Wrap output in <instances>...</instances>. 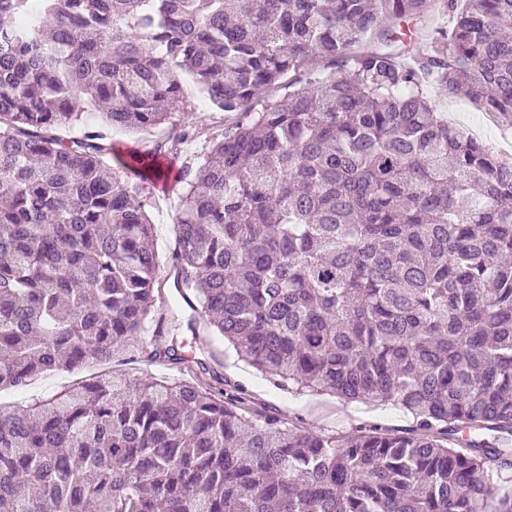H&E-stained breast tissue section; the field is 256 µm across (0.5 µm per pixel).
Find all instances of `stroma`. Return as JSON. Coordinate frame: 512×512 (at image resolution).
I'll use <instances>...</instances> for the list:
<instances>
[{
	"label": "stroma",
	"mask_w": 512,
	"mask_h": 512,
	"mask_svg": "<svg viewBox=\"0 0 512 512\" xmlns=\"http://www.w3.org/2000/svg\"><path fill=\"white\" fill-rule=\"evenodd\" d=\"M185 92L190 105L187 109L173 112L172 123L196 124L208 136L220 133L225 123L223 113L211 111L203 99L196 97L193 87H186ZM426 95L436 110L450 116L455 124L468 128L483 126L485 142L493 144L499 151L512 150V131L487 123L485 113L477 111L467 98L442 93L433 84L427 85ZM142 186L153 200V241L161 259L155 310L160 314L171 309L181 313L185 311L186 305L178 296L169 274L173 268L174 226L181 210L183 188L172 180L163 184L146 180ZM178 350L188 358L201 359L205 355H212L210 371L203 374V382L229 393H244L252 412L262 416H277L302 430L348 434L369 426H379L406 432L415 425L412 416L396 405L347 403L316 392L293 393L277 389L254 368L238 361L235 353L225 347L223 341L206 332L197 336L187 332L179 336ZM111 369L143 380H180L185 376L184 371L176 365L150 360L141 350L120 357L112 363ZM95 374L92 368L74 373L55 372L41 375L25 387L2 389L0 409L13 411L26 406L33 399L49 398Z\"/></svg>",
	"instance_id": "obj_1"
}]
</instances>
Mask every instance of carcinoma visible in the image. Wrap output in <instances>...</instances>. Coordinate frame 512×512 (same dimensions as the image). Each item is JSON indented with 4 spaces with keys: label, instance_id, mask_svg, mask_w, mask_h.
Listing matches in <instances>:
<instances>
[{
    "label": "carcinoma",
    "instance_id": "1",
    "mask_svg": "<svg viewBox=\"0 0 512 512\" xmlns=\"http://www.w3.org/2000/svg\"><path fill=\"white\" fill-rule=\"evenodd\" d=\"M0 0V385L107 364L187 327L281 389L393 403L410 433L255 418L200 379L103 375L0 409V512H512V158L437 116L430 81L512 130V0ZM324 72L305 71L312 57ZM288 96L253 102L285 75ZM189 75L233 117L119 160L182 159L175 287L154 322L153 206L104 157ZM79 130L70 138L61 128ZM452 18L447 14L433 12L427 18L419 19H406L402 20L410 29L412 44L414 47L423 46L430 39L436 35V30L439 28L448 27L451 25Z\"/></svg>",
    "mask_w": 512,
    "mask_h": 512
}]
</instances>
